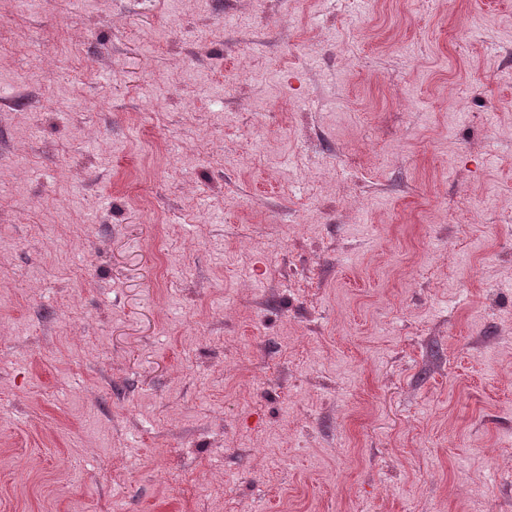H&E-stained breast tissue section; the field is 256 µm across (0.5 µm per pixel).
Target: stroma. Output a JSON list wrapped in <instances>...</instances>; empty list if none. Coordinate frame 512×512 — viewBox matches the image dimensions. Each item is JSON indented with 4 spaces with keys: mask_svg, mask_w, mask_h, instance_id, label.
<instances>
[{
    "mask_svg": "<svg viewBox=\"0 0 512 512\" xmlns=\"http://www.w3.org/2000/svg\"><path fill=\"white\" fill-rule=\"evenodd\" d=\"M512 0H0V512H512Z\"/></svg>",
    "mask_w": 512,
    "mask_h": 512,
    "instance_id": "35a3bbf8",
    "label": "stroma"
}]
</instances>
